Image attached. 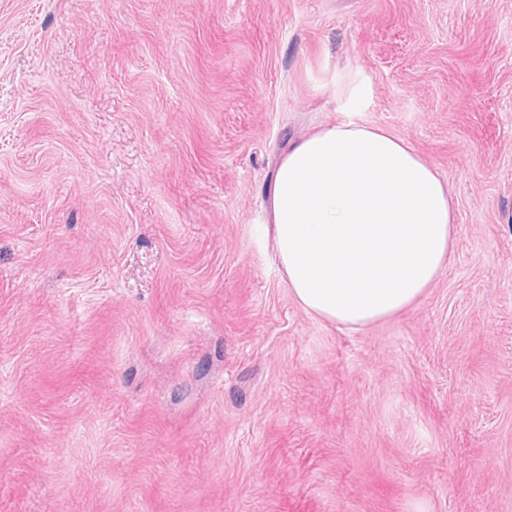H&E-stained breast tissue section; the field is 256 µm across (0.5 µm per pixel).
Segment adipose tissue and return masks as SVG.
Segmentation results:
<instances>
[{
    "instance_id": "adipose-tissue-1",
    "label": "adipose tissue",
    "mask_w": 512,
    "mask_h": 512,
    "mask_svg": "<svg viewBox=\"0 0 512 512\" xmlns=\"http://www.w3.org/2000/svg\"><path fill=\"white\" fill-rule=\"evenodd\" d=\"M266 233L298 304L353 329L415 305L448 267L457 210L405 138L357 121L324 124L282 150Z\"/></svg>"
}]
</instances>
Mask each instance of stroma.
<instances>
[{
	"instance_id": "35a3bbf8",
	"label": "stroma",
	"mask_w": 512,
	"mask_h": 512,
	"mask_svg": "<svg viewBox=\"0 0 512 512\" xmlns=\"http://www.w3.org/2000/svg\"><path fill=\"white\" fill-rule=\"evenodd\" d=\"M349 120L458 224L357 331L264 227ZM0 512H512V0H0Z\"/></svg>"
}]
</instances>
